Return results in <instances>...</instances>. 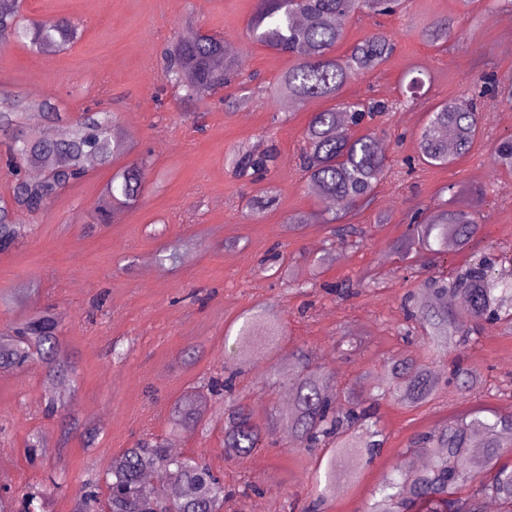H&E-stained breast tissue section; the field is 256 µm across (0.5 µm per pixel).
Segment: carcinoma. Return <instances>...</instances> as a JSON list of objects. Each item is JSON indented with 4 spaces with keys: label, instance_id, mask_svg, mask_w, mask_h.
<instances>
[{
    "label": "carcinoma",
    "instance_id": "cac0c4a2",
    "mask_svg": "<svg viewBox=\"0 0 512 512\" xmlns=\"http://www.w3.org/2000/svg\"><path fill=\"white\" fill-rule=\"evenodd\" d=\"M402 0H259L248 22V35L261 46L289 58V66L277 78L274 95L304 104L324 98L332 105L311 113L303 132L304 147L299 166L316 193L335 203L326 219L333 224L353 216L369 205L390 165L379 151L377 130L350 133L358 103L342 99V89L351 80L377 71L396 50L394 36L374 33L355 43L343 56L336 47L345 40L346 23L358 14L374 19L396 14ZM22 0H0V43H26L38 53L56 52L77 39L79 25L67 18L21 20ZM456 19L448 16L425 22L418 30L430 45L448 43ZM165 71L171 83L187 99L204 102L243 77L241 59L226 53L224 37L195 35L174 39L164 52ZM512 106V77L484 70L471 83L470 92L443 101L427 113L417 135V162L448 165L469 154L482 135L480 112L487 98ZM39 112L52 134L22 131L25 115ZM116 117L104 111H85L64 118L47 101L11 100L0 96V132L11 136L7 143L5 174L11 201L0 200V251L19 245L31 228L14 219L17 208L38 211L83 178L89 160L101 166L112 164L125 152L126 142L117 132ZM497 168L512 171V136L492 144ZM275 145L262 152L237 149L227 158L239 178H256L277 164ZM150 161L135 165L112 178L92 209L93 230L107 223L110 212L134 206L141 198ZM40 170L37 177L27 175ZM448 200L435 208H418L409 215V233L391 245L402 260L432 264L434 256L448 248L465 250L483 229L478 211L456 204L455 186L448 185ZM419 293L404 298L406 318L426 331L429 355L420 360L389 359L381 366V395L350 392L345 403L328 390L329 374L314 364L310 354L300 352L294 362L271 367L275 379L290 388L291 400L284 410L274 409L267 424L288 423L293 446L315 457L323 467L316 478L318 498L336 493L339 460L355 453L368 460L380 454L382 431L372 421L379 397L389 395L406 406H419L433 398L439 388L433 360L467 345L471 331L486 323L512 324V276L497 272L488 256L468 264L453 281L430 276L418 284ZM273 317L257 310L243 317L234 344L244 352L259 328L270 339L278 333ZM62 319L47 308L12 323L0 334V370L19 368L31 362L44 365L46 375L62 392L53 396L49 411H66L70 402L66 382L75 372L67 348L59 337ZM459 387L470 393L478 385L469 369L455 372ZM207 393L184 394L170 412V432L195 428L204 415L207 394L224 397V447L232 458H246L263 448L262 424L254 411L234 390L232 378L212 377ZM512 448V414L502 415L475 406L437 425L401 451L366 499L362 512H484L489 501L498 512H512V461L505 449ZM154 471L180 488L174 497L176 512H224L230 493L201 459L174 455L165 443L141 442L112 459L105 475L106 499L99 484L88 486L75 501L73 512H99L107 502L111 512H157L160 499L146 480ZM47 493L43 486H29L16 493L18 512H45Z\"/></svg>",
    "mask_w": 512,
    "mask_h": 512
}]
</instances>
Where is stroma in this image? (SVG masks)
Segmentation results:
<instances>
[{
	"label": "stroma",
	"mask_w": 512,
	"mask_h": 512,
	"mask_svg": "<svg viewBox=\"0 0 512 512\" xmlns=\"http://www.w3.org/2000/svg\"><path fill=\"white\" fill-rule=\"evenodd\" d=\"M258 0H24L30 20L67 17L80 24L66 49L43 54L11 43L0 48V92L43 98L63 116L83 108L115 113L132 139L131 151L109 167H90L86 176L39 212L19 210L17 223L32 233L20 246L0 252V329L49 306L62 316L61 336L75 362L70 406L65 416L47 415L55 388L41 365L0 372V487L16 491L56 479L49 512H72L87 481L108 472L114 456L138 439L158 438L175 454L202 457L236 489L248 482L258 492L243 500L241 512H305L312 503L313 458L284 440L287 423L268 426L267 446L245 458L224 449V414L211 402L206 430L171 435L170 405L204 379L240 369L236 388L258 414L283 406L284 388L269 386L271 365L310 351L316 363L341 381H374L384 360L423 356L422 329L404 333L401 299L408 292L404 265L391 244L408 231L410 209L444 199L456 185V202L476 207L484 219L481 237L470 249L449 251L437 261L453 276L473 253L494 247L503 270H512V172L496 169L491 145L512 134V109L490 100L482 111L484 135L472 151L448 166L402 161L415 155L417 134L436 103L460 97L482 70L512 74V12L499 0H407L401 13L378 20L359 16L347 26V47L384 31L397 37L391 59L376 73L348 84L346 99L371 97L397 103L383 122L385 155L391 165L375 189L373 204L354 222L366 236L360 247L329 245V207L315 196L298 168L303 131L311 113L327 108L322 99L305 106L284 105L268 92L289 61L252 43L247 25ZM453 16L456 34L435 47L416 36L427 20ZM223 34L234 41L245 73L258 74L263 91L234 106L215 100L191 102L167 85L161 50L167 40L194 31ZM421 76L427 94L401 106L403 79ZM279 149L277 167L254 180L235 178L225 158L239 145ZM150 153L151 170L139 203L114 211L107 225L88 231L91 209L115 172ZM271 192L276 206L247 217L249 197ZM306 216L303 227L290 216ZM281 249L295 277L309 274L312 257L328 254L320 282L356 281L364 270L376 282L340 298L323 291L303 293L269 276L262 266ZM176 250L177 257L159 263ZM267 307L277 315V344L257 339L238 354L228 328L244 313ZM362 335L358 354L343 357L336 343L347 332ZM193 359H185V352ZM463 367L479 373L476 393L459 390L450 377L452 357L436 360L440 387L433 399L408 407L382 400L380 427L385 447L373 461L354 455L341 462V494L319 512H360L381 473L394 464L417 433L480 402L512 413V328L485 326L461 354ZM78 417L97 430L94 446L69 428ZM42 446L29 459L27 445Z\"/></svg>",
	"instance_id": "35a3bbf8"
}]
</instances>
